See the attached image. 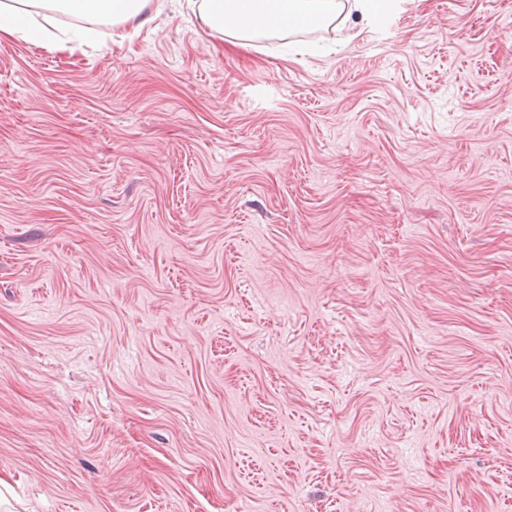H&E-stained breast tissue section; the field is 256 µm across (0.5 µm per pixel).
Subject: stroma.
Instances as JSON below:
<instances>
[{"label": "stroma", "instance_id": "35a3bbf8", "mask_svg": "<svg viewBox=\"0 0 512 512\" xmlns=\"http://www.w3.org/2000/svg\"><path fill=\"white\" fill-rule=\"evenodd\" d=\"M96 31L0 39L16 512H512V0Z\"/></svg>", "mask_w": 512, "mask_h": 512}]
</instances>
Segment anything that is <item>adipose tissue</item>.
<instances>
[{
	"label": "adipose tissue",
	"mask_w": 512,
	"mask_h": 512,
	"mask_svg": "<svg viewBox=\"0 0 512 512\" xmlns=\"http://www.w3.org/2000/svg\"><path fill=\"white\" fill-rule=\"evenodd\" d=\"M210 33L234 45L309 25H335L353 39L352 19L376 16L374 0H184ZM152 0H0V37L40 41L60 14L111 24L113 31L138 29L154 17Z\"/></svg>",
	"instance_id": "1"
}]
</instances>
